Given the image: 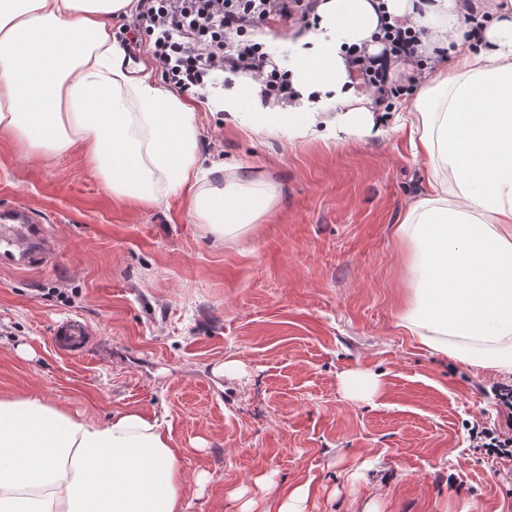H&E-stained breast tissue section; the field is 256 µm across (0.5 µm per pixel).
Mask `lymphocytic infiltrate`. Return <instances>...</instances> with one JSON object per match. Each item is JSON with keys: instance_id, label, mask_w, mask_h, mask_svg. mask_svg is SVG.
Here are the masks:
<instances>
[{"instance_id": "lymphocytic-infiltrate-1", "label": "lymphocytic infiltrate", "mask_w": 512, "mask_h": 512, "mask_svg": "<svg viewBox=\"0 0 512 512\" xmlns=\"http://www.w3.org/2000/svg\"><path fill=\"white\" fill-rule=\"evenodd\" d=\"M313 0H143L138 21L153 35L151 56L163 74L180 91L199 87L216 73L250 76L262 86L261 94L288 99L287 73L271 62L263 44L251 37L259 26L298 18L316 22ZM380 54L350 47L354 70L372 90L376 105L408 93L406 85L390 77V67L406 61L423 69L416 53L419 30L384 26Z\"/></svg>"}]
</instances>
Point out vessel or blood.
<instances>
[{
  "label": "vessel or blood",
  "instance_id": "b4317fda",
  "mask_svg": "<svg viewBox=\"0 0 512 512\" xmlns=\"http://www.w3.org/2000/svg\"><path fill=\"white\" fill-rule=\"evenodd\" d=\"M56 254L40 215L20 205L0 208V266L36 268L51 264Z\"/></svg>",
  "mask_w": 512,
  "mask_h": 512
}]
</instances>
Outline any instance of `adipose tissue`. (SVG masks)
I'll list each match as a JSON object with an SVG mask.
<instances>
[{
    "instance_id": "ef3b65f1",
    "label": "adipose tissue",
    "mask_w": 512,
    "mask_h": 512,
    "mask_svg": "<svg viewBox=\"0 0 512 512\" xmlns=\"http://www.w3.org/2000/svg\"><path fill=\"white\" fill-rule=\"evenodd\" d=\"M133 0H0V132L30 155L83 146L113 197L151 204L184 197L214 244L248 232L275 190L204 167L198 116L151 73L131 75L110 19ZM477 43L464 0H319L316 27L291 39L288 79L301 106L224 93L251 108L254 129L288 139H359L373 93L349 46L377 54L383 24L422 29V55L450 49L410 100L403 127L433 169L397 227L408 271L399 325L420 347L512 375V0L476 4ZM186 476L158 419L130 407L101 422L36 390L0 398V512H185Z\"/></svg>"
}]
</instances>
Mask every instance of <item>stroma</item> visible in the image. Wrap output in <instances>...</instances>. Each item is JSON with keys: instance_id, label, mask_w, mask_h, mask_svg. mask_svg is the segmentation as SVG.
<instances>
[{"instance_id": "35a3bbf8", "label": "stroma", "mask_w": 512, "mask_h": 512, "mask_svg": "<svg viewBox=\"0 0 512 512\" xmlns=\"http://www.w3.org/2000/svg\"><path fill=\"white\" fill-rule=\"evenodd\" d=\"M189 92L202 158L247 168L279 196L215 246L183 200L112 197L82 148L28 157L0 133V207L28 206L59 242L36 271L0 268V398L38 390L104 421L135 407L180 450L186 512H238L229 490L309 485L314 512H512V462L469 448L494 422L498 374L417 346L397 323L407 274L396 228L428 167L398 127L405 99L362 140L253 133ZM68 321L88 335L56 340ZM233 361L234 373L214 370ZM369 369L370 399L341 389Z\"/></svg>"}]
</instances>
